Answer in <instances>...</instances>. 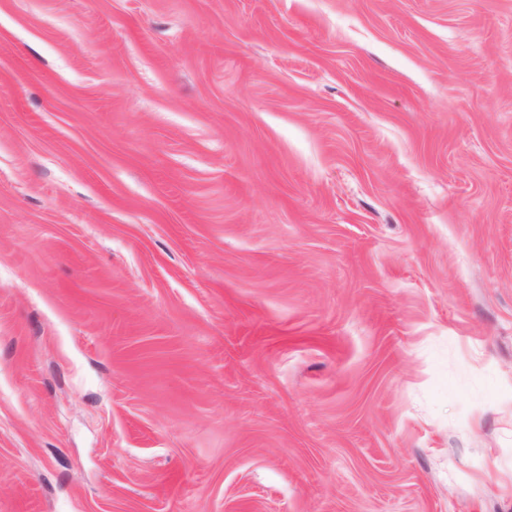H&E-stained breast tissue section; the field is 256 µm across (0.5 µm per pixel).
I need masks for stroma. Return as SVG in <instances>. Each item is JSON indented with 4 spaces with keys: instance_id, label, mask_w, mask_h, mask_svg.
Masks as SVG:
<instances>
[{
    "instance_id": "1",
    "label": "stroma",
    "mask_w": 512,
    "mask_h": 512,
    "mask_svg": "<svg viewBox=\"0 0 512 512\" xmlns=\"http://www.w3.org/2000/svg\"><path fill=\"white\" fill-rule=\"evenodd\" d=\"M0 512H512V0H0Z\"/></svg>"
}]
</instances>
